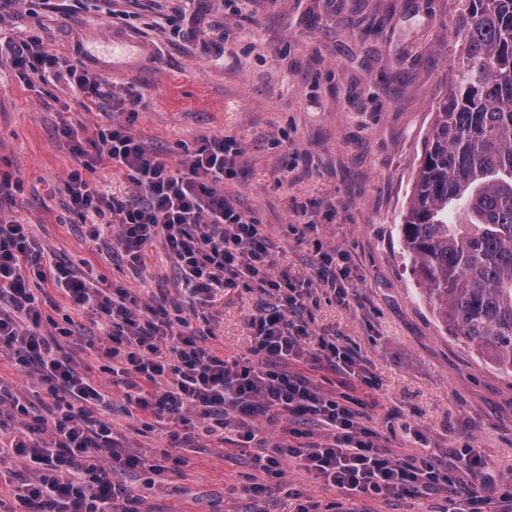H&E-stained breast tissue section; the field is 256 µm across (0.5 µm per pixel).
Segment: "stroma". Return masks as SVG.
Here are the masks:
<instances>
[{
	"mask_svg": "<svg viewBox=\"0 0 512 512\" xmlns=\"http://www.w3.org/2000/svg\"><path fill=\"white\" fill-rule=\"evenodd\" d=\"M461 0H0V176L12 198L0 212L29 224L50 260L92 272L100 287L121 286L148 298L161 289L189 302L178 270L160 244L132 269L116 228L109 248L92 224L64 206L61 190L80 162L58 130L128 122L101 95L80 107L78 89L47 74L32 78L14 56L32 42L78 63L73 32L123 30L150 41L154 64L114 73L116 91L144 96L132 131L171 163L185 162L202 139L234 137L237 174L224 193L262 224L279 268L311 280L300 316L311 332L336 334L380 383L376 427L398 455L429 454L451 467L447 493L379 499L370 512H439L464 506L474 483L456 449L478 448L487 484L512 482V374L452 335L427 303L399 234L437 105L458 66L452 25ZM318 215L301 237V207ZM349 258L348 304L315 278L318 251ZM45 313L69 323L77 344L102 346L93 310H70L47 288ZM280 303L276 292L245 284L213 304L186 312L192 327L211 325L206 345L247 355L252 321ZM112 429L131 448L162 465L152 486L145 474L119 471L113 483L142 497V512H293L294 493L327 503L337 491L287 467L271 494L242 491L257 478L252 451L227 450L201 438L170 447L163 430L147 429L111 395Z\"/></svg>",
	"mask_w": 512,
	"mask_h": 512,
	"instance_id": "obj_1",
	"label": "stroma"
}]
</instances>
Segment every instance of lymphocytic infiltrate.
Wrapping results in <instances>:
<instances>
[{
	"instance_id": "f902f5d3",
	"label": "lymphocytic infiltrate",
	"mask_w": 512,
	"mask_h": 512,
	"mask_svg": "<svg viewBox=\"0 0 512 512\" xmlns=\"http://www.w3.org/2000/svg\"><path fill=\"white\" fill-rule=\"evenodd\" d=\"M61 133L83 159L64 185L68 210L118 225L131 266H142L158 241L199 303L239 281L280 292L283 303L253 321L249 356H228L201 345L199 330L176 329L164 294L141 301L119 286L94 287L82 271L44 264L45 249L27 224L0 214V350L20 373L35 376L47 398L45 414L6 446L32 465L16 488L25 512H140V495L113 484V472L163 471L114 437L103 385L61 344L69 329L43 331L39 289L48 283L72 306L106 319L110 343L98 354L109 362L113 386L132 412L166 425L172 442L190 428L238 451L254 449L256 469L269 477L282 478L288 461L338 492L325 505L304 500L295 512H366L375 499L447 489L448 470L433 457L400 458L383 444L376 394L356 393L370 383L358 355L298 320L310 281L275 270L260 224L224 194L240 153L234 137L205 139L174 165L125 125L98 130L92 140L69 125ZM101 164L126 173L134 194L101 195L87 177ZM317 273L345 303L346 255L319 253ZM266 424L275 435L263 433Z\"/></svg>"
}]
</instances>
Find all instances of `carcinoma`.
I'll return each mask as SVG.
<instances>
[{
    "instance_id": "obj_1",
    "label": "carcinoma",
    "mask_w": 512,
    "mask_h": 512,
    "mask_svg": "<svg viewBox=\"0 0 512 512\" xmlns=\"http://www.w3.org/2000/svg\"><path fill=\"white\" fill-rule=\"evenodd\" d=\"M403 249L439 320L512 372V0H464Z\"/></svg>"
}]
</instances>
